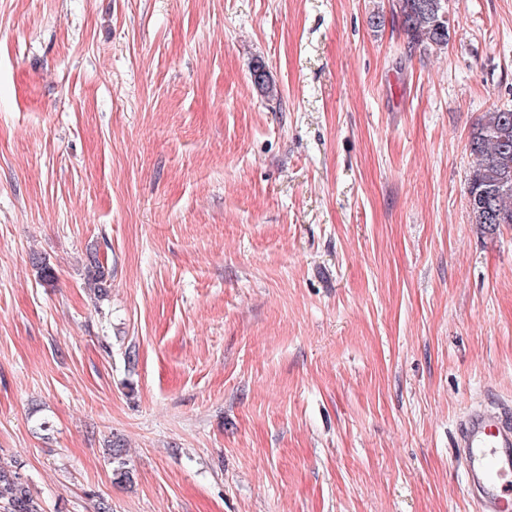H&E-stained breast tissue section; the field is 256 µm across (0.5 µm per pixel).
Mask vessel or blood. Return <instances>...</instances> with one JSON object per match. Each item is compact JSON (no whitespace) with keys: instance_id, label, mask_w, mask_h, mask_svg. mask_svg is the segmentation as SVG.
I'll return each instance as SVG.
<instances>
[{"instance_id":"obj_1","label":"vessel or blood","mask_w":512,"mask_h":512,"mask_svg":"<svg viewBox=\"0 0 512 512\" xmlns=\"http://www.w3.org/2000/svg\"><path fill=\"white\" fill-rule=\"evenodd\" d=\"M457 448L468 489L483 512H512V412H471L461 425Z\"/></svg>"}]
</instances>
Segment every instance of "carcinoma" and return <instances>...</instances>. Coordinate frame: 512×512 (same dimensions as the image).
<instances>
[{
  "label": "carcinoma",
  "instance_id": "1",
  "mask_svg": "<svg viewBox=\"0 0 512 512\" xmlns=\"http://www.w3.org/2000/svg\"><path fill=\"white\" fill-rule=\"evenodd\" d=\"M396 12L408 43L414 47L442 49L450 40L449 23L443 21L448 0H396ZM253 83L268 98L278 96L263 67L253 68ZM472 164L467 179L471 223L490 232L512 224V109L486 113L469 134ZM87 287L99 297L109 287V272L95 255L88 257ZM0 512H42L20 472L0 464Z\"/></svg>",
  "mask_w": 512,
  "mask_h": 512
}]
</instances>
